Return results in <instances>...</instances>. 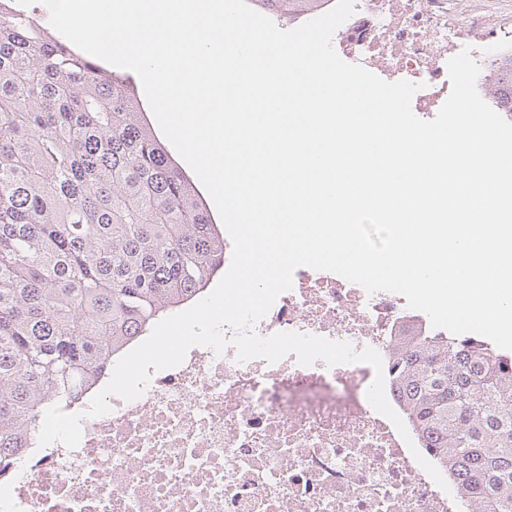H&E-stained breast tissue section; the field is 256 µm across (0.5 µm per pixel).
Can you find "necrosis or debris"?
<instances>
[{"instance_id":"necrosis-or-debris-1","label":"necrosis or debris","mask_w":512,"mask_h":512,"mask_svg":"<svg viewBox=\"0 0 512 512\" xmlns=\"http://www.w3.org/2000/svg\"><path fill=\"white\" fill-rule=\"evenodd\" d=\"M491 0H356L333 34L339 56L376 75L419 83L412 111L435 118L451 91L447 62L464 47L499 88L512 21ZM405 297L327 271L296 269L253 330L299 332L387 354L430 329ZM372 366L237 362L234 347L188 350L154 372L141 397H109L82 422L76 448L54 442L0 453V512H466L458 482L439 487L395 425L367 400Z\"/></svg>"}]
</instances>
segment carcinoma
Wrapping results in <instances>:
<instances>
[{
	"mask_svg": "<svg viewBox=\"0 0 512 512\" xmlns=\"http://www.w3.org/2000/svg\"><path fill=\"white\" fill-rule=\"evenodd\" d=\"M294 20L323 0H252ZM224 233L150 128L134 81L0 0V452L28 447L138 337L204 294ZM387 373L468 512H512V353L400 337Z\"/></svg>",
	"mask_w": 512,
	"mask_h": 512,
	"instance_id": "cac0c4a2",
	"label": "carcinoma"
}]
</instances>
